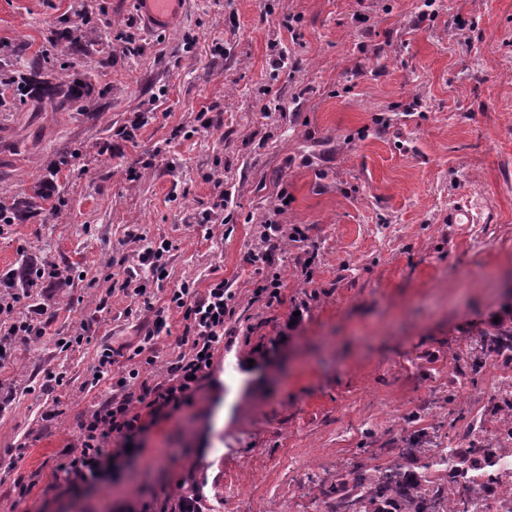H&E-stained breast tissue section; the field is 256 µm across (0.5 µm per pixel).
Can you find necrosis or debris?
Returning <instances> with one entry per match:
<instances>
[{
	"mask_svg": "<svg viewBox=\"0 0 512 512\" xmlns=\"http://www.w3.org/2000/svg\"><path fill=\"white\" fill-rule=\"evenodd\" d=\"M466 403L470 420L428 474L426 499L394 496L383 512H512V356L494 358L485 390Z\"/></svg>",
	"mask_w": 512,
	"mask_h": 512,
	"instance_id": "obj_1",
	"label": "necrosis or debris"
}]
</instances>
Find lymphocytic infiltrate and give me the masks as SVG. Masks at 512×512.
Here are the masks:
<instances>
[{
    "mask_svg": "<svg viewBox=\"0 0 512 512\" xmlns=\"http://www.w3.org/2000/svg\"><path fill=\"white\" fill-rule=\"evenodd\" d=\"M288 209L287 195H278L272 214L262 224L259 240L246 254L247 263H261L267 275L256 283L254 300L265 306L282 301L284 283L278 272L277 242L285 229L280 220ZM126 252L121 275H114L112 260L103 270L110 285L100 300V311L110 308L111 295L129 298L135 315L141 316L136 345L102 344L89 387L110 383L111 395L80 421L72 441L55 466L62 473L65 491L93 487L123 466L143 455L139 441L163 421L183 417L195 403L203 382L210 376L215 354L224 346L226 323L233 317V292L223 280L199 289L184 282L158 294L164 281L165 253L172 244L148 243L139 225H132L122 242ZM73 282L68 266L30 256L22 271L0 275V370L14 362L17 342L50 337L62 350L82 347L92 327L83 323L68 331L52 329L50 303L60 289ZM40 288L42 302L32 304V288ZM178 316L183 329L179 352L165 365L157 363V342L171 333L170 316Z\"/></svg>",
    "mask_w": 512,
    "mask_h": 512,
    "instance_id": "1",
    "label": "lymphocytic infiltrate"
}]
</instances>
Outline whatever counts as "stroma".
<instances>
[{"label": "stroma", "instance_id": "stroma-1", "mask_svg": "<svg viewBox=\"0 0 512 512\" xmlns=\"http://www.w3.org/2000/svg\"><path fill=\"white\" fill-rule=\"evenodd\" d=\"M74 0H0L9 50L45 45L70 26ZM101 20L136 35L124 56L99 42L88 107L29 102L0 112V194L21 198L37 176L63 188L51 213L22 203L0 232V274L23 251L77 269L121 255L128 225L170 240L166 287L224 279L235 313L196 406L148 436L145 459L78 492L56 490V457L88 410L105 399L85 386L102 343L135 342L123 295L74 280L57 298L55 329L92 323L76 351L43 338L18 345L0 411V457L22 450L43 512H122L130 500L203 491L206 512H288L313 495L303 468L330 478L367 463L424 409L421 427L465 407L448 401L450 350L512 307V0H189L165 30L145 27L137 0H95ZM296 30L293 70H274L272 42ZM223 52H216V44ZM281 111L265 115V89ZM156 118L135 143L118 138L133 112ZM207 110L213 134L195 132ZM78 147L69 171L55 157ZM141 171L138 181L129 168ZM221 172L229 220L204 238L194 219ZM288 226L318 248L312 278L293 241L281 245L283 301L252 299L261 270L245 262L280 193ZM468 208L472 221L449 213ZM294 329L286 324L293 312ZM63 373L62 384L45 370ZM238 494L224 498L225 484Z\"/></svg>", "mask_w": 512, "mask_h": 512}]
</instances>
